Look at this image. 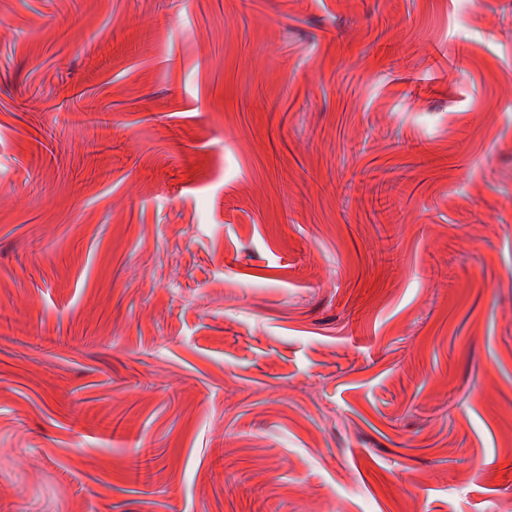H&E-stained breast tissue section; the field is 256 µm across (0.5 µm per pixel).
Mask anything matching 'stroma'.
<instances>
[{
  "instance_id": "35a3bbf8",
  "label": "stroma",
  "mask_w": 512,
  "mask_h": 512,
  "mask_svg": "<svg viewBox=\"0 0 512 512\" xmlns=\"http://www.w3.org/2000/svg\"><path fill=\"white\" fill-rule=\"evenodd\" d=\"M0 512H512V0H0Z\"/></svg>"
}]
</instances>
